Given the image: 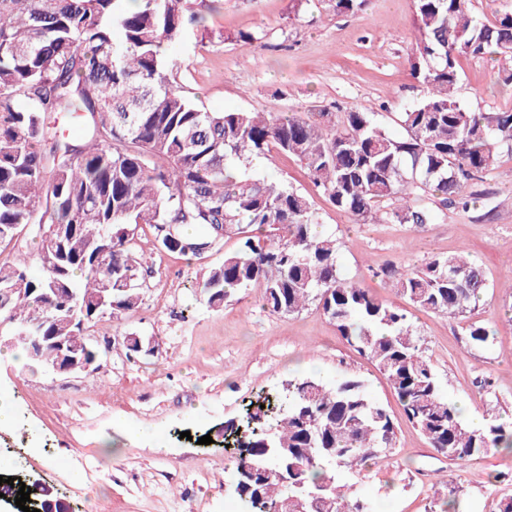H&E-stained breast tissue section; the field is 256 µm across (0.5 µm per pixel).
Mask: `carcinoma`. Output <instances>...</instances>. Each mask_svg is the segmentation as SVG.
Instances as JSON below:
<instances>
[{
  "label": "carcinoma",
  "instance_id": "1",
  "mask_svg": "<svg viewBox=\"0 0 512 512\" xmlns=\"http://www.w3.org/2000/svg\"><path fill=\"white\" fill-rule=\"evenodd\" d=\"M190 2L0 0V246L36 245L0 264V289H15L0 307V334L35 322L45 336L80 343L98 321L85 302L104 288L113 316L137 311L150 268L133 251L142 226L161 248L191 257L235 236L238 249L199 284L200 302L218 310L255 287L275 314L315 302L375 363L437 452L464 460L512 448V420L493 413L471 427L448 403L407 310L342 276L336 240L317 232L309 198L250 172L272 149L291 156L356 224L422 226L441 207L469 208V181L512 155V112H477L460 99V59L512 55V11L477 23L471 0H415L412 70L427 93L398 114L396 135L358 110L312 119L206 110L174 88L164 59L168 44L202 22ZM329 2L338 14L367 4ZM429 197L437 207L422 204ZM383 274L413 307L450 317L488 288L462 251ZM18 349L43 372L58 360L49 347L37 358ZM277 401L273 419L250 415L239 437L243 512H374L345 499L337 471L395 446L387 410L356 379L296 378ZM268 430L272 448L263 446Z\"/></svg>",
  "mask_w": 512,
  "mask_h": 512
}]
</instances>
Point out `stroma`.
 Wrapping results in <instances>:
<instances>
[{
	"mask_svg": "<svg viewBox=\"0 0 512 512\" xmlns=\"http://www.w3.org/2000/svg\"><path fill=\"white\" fill-rule=\"evenodd\" d=\"M192 3L205 22L169 47L181 64L172 82L210 110H358L390 127L427 91L411 74L414 0H369L353 15L334 14L326 0ZM241 31L258 34L255 47L236 45ZM510 68V56L461 59L460 97L480 112L512 111V86L499 80ZM255 170L310 199L347 277L408 308L449 402H467L481 420L491 412L512 417V156L501 155L490 176L469 185L476 199L469 209H444L421 227L352 223L299 162L277 152ZM236 247V238H227L207 258L191 259L163 251L153 232L140 228L135 250L152 272L136 312L92 328V336L111 340L96 370L33 371L16 366L1 344L0 387L13 396L15 421L0 428V454L51 486L71 512H227L236 455L223 445L225 422L243 420L294 378H354L393 418L397 444L349 471L342 480L347 498L385 503L391 512H439L450 481L464 512H495L512 495L511 449L453 460L431 448L374 363L316 305L277 315L258 287L218 312L199 304V282ZM462 250L484 268L489 287L460 317L409 307L380 275L389 265L409 269ZM472 324L490 331V344L471 341ZM133 333L152 337L155 353L129 357L124 339ZM205 435L211 444H201ZM109 438L115 449L104 448Z\"/></svg>",
	"mask_w": 512,
	"mask_h": 512,
	"instance_id": "35a3bbf8",
	"label": "stroma"
}]
</instances>
